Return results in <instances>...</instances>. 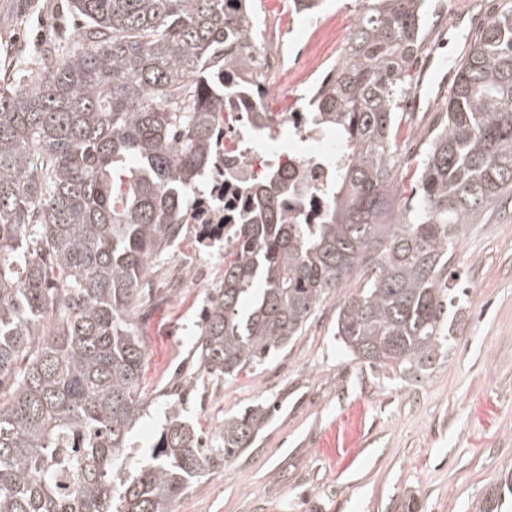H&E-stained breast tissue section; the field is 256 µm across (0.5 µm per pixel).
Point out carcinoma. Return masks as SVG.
<instances>
[{"mask_svg":"<svg viewBox=\"0 0 512 512\" xmlns=\"http://www.w3.org/2000/svg\"><path fill=\"white\" fill-rule=\"evenodd\" d=\"M254 2L70 0L77 48L44 50L33 88L0 79V512H175L250 442L260 409L225 418L206 448L174 407L151 463L116 468L144 411L142 282L192 224L231 245L200 329L207 377L286 346L337 290L335 336L355 360L414 375L448 350L457 243L512 196V0L467 44L405 211L398 109L426 0H359L304 118L338 135L327 182L311 191L274 164L227 224L196 188L208 176L224 199V72L256 64ZM243 90L273 130L261 90ZM503 489L512 472L482 512Z\"/></svg>","mask_w":512,"mask_h":512,"instance_id":"cac0c4a2","label":"carcinoma"}]
</instances>
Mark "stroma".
<instances>
[{
    "label": "stroma",
    "mask_w": 512,
    "mask_h": 512,
    "mask_svg": "<svg viewBox=\"0 0 512 512\" xmlns=\"http://www.w3.org/2000/svg\"><path fill=\"white\" fill-rule=\"evenodd\" d=\"M355 0H327L303 27L288 0H256L263 41H285L300 65L269 84L278 108L307 92L340 59L357 19ZM80 21L69 0H0V76L45 46L67 54ZM441 96L404 113L397 139L398 203L406 205ZM223 237L196 231L152 269L134 328L144 345L140 394L146 410L128 438L122 468L149 458L171 406L208 438L226 417L270 406L252 442L197 478L176 512H479L501 474L512 471V199L467 227L455 251L462 273L455 341L434 368L410 377L354 360L335 337L337 297H328L300 336L235 378L197 373L199 314L224 278Z\"/></svg>",
    "instance_id": "stroma-1"
}]
</instances>
